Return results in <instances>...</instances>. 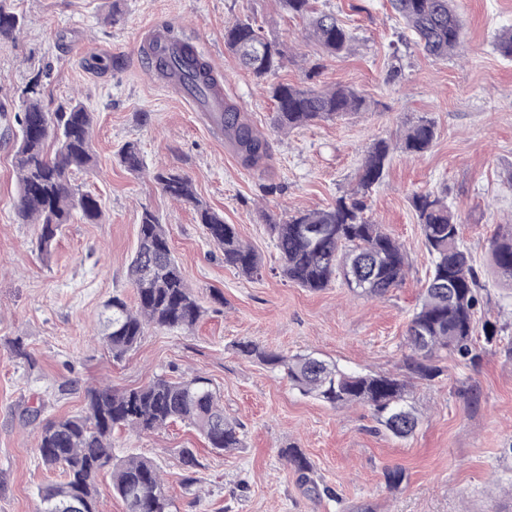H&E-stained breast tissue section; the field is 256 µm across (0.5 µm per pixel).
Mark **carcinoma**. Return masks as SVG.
<instances>
[{
    "label": "carcinoma",
    "mask_w": 512,
    "mask_h": 512,
    "mask_svg": "<svg viewBox=\"0 0 512 512\" xmlns=\"http://www.w3.org/2000/svg\"><path fill=\"white\" fill-rule=\"evenodd\" d=\"M281 2L288 13L309 20V35L327 55L340 56L351 50L352 33L333 14L315 11L312 0ZM390 2L426 55L446 59L459 52L464 32L455 0ZM22 26L23 18L7 0H0V46L14 41ZM169 42L179 54L156 58L160 70L178 71L190 90L214 84V70L192 46L176 36ZM224 46L258 78L278 73L287 61L283 44L248 20L224 26ZM269 93L275 103V128L280 132L368 108L364 96L339 84L321 87L278 82L269 87ZM41 95L39 86L23 89L21 110L15 115L19 136L14 151L18 183L14 212L18 223L40 225L38 244L48 252L73 212H79L88 224H99L103 211L97 196L72 183L73 174H90L96 166L93 113L81 102L47 112ZM222 121L224 136L234 142L244 165L253 167L269 157L268 140L255 133L238 107L227 100ZM434 139V124L422 119L395 144L384 139L373 142L357 169L351 192L337 197L326 209L298 211L270 223L282 275L315 292L341 278L352 292L370 299L384 298L400 288L410 269L407 252L382 225L364 216L366 198L383 179L395 149L420 156ZM119 157L131 172L144 168L135 144L125 145ZM153 180L167 196L193 207L207 239L223 253L224 265L249 277L260 273L255 251L239 238L233 225L224 223L221 214L198 199L189 177L158 170ZM410 205L431 264L420 299L409 316L406 345L410 354L403 360V372L365 374L343 369L313 352L288 354L250 340L237 343L241 355L284 372L305 395L332 408H369L382 432L397 440L411 437L421 418L406 400L413 382L442 375V360L450 353L471 362L478 358L476 314L483 304L484 288L445 192H416ZM489 254L494 275L512 287V224L497 226L489 240ZM128 277L136 293L135 305L114 295L99 319V336L113 357L121 358L132 350L148 327L184 333L195 329L203 307L171 249L165 225L147 208L140 215ZM84 399L81 413L48 419L38 429L40 461L61 469L63 480L38 493L34 512H99L97 480L104 471L111 473L112 490L124 501L127 512H172V497L153 460L113 455L112 435L119 429L140 434L181 421L192 425L219 454L243 447L241 424L224 414L221 396L202 376L171 380L158 375L144 386L122 390L89 387ZM180 454L182 483L188 488L197 482L201 463L190 448L181 449ZM281 457L308 491L318 494L309 458L292 447L281 449ZM134 490L139 493L136 498L131 497Z\"/></svg>",
    "instance_id": "cac0c4a2"
}]
</instances>
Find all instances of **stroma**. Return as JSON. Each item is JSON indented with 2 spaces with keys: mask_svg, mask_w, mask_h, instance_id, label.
<instances>
[{
  "mask_svg": "<svg viewBox=\"0 0 512 512\" xmlns=\"http://www.w3.org/2000/svg\"><path fill=\"white\" fill-rule=\"evenodd\" d=\"M24 25L0 47V512H34L37 493L59 481L38 459L40 420L80 412L86 388L118 389L153 376L198 374L220 393L227 416L244 426V446L210 452L191 427L177 423L151 433H120L116 457L157 461L174 512H512V358L477 336L478 363L449 357L448 370L413 384L409 400L422 414L413 437L377 433L368 408L334 409L303 395L281 372L241 356L236 344L315 352L340 367L394 373L403 364L408 317L430 258L409 204L412 193L446 189L491 303L478 321L494 320L512 340V293L488 263L497 225L512 224V62L493 48L512 28V0H456L465 28L459 56L427 57L388 0H316L354 33L351 51L324 56L289 17L280 0H11ZM119 22H109L113 7ZM263 25L282 42L288 61L276 78H259L224 46L235 20ZM160 25L191 44L224 77V96L237 104L270 145L260 168L245 167L236 148L205 113L167 88L140 34ZM319 85L362 92L367 110L280 133L274 129L272 81L301 84L312 64ZM40 77L48 111L79 100L95 114L93 145L100 174L78 177L98 195L104 218L64 225L51 254L38 247L40 227L17 223L14 115L19 96ZM436 129L422 156L394 153L367 199L368 216L407 248L402 288L381 299L354 295L343 282L310 292L288 282L267 230L299 210L321 209L354 187L370 144L396 139L419 118ZM138 145L146 170L119 161ZM188 176L200 200L235 225L262 261L260 275L225 267L191 207L165 195L151 177ZM166 224L174 254L205 313L190 333L147 329L122 360L95 338L99 314L113 294L132 298L127 276L142 209ZM224 298L217 301L213 290ZM25 356H17L16 345ZM477 387L478 403L466 395ZM39 410V421L27 418ZM302 449L314 465L320 495H310L281 449ZM193 449L201 467L186 494L179 451ZM407 480L389 488L387 470Z\"/></svg>",
  "mask_w": 512,
  "mask_h": 512,
  "instance_id": "35a3bbf8",
  "label": "stroma"
}]
</instances>
